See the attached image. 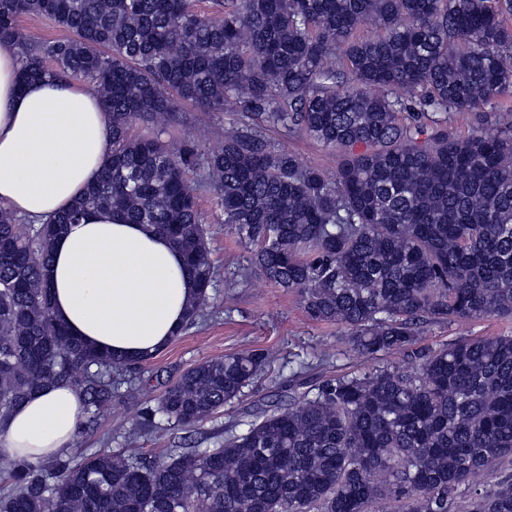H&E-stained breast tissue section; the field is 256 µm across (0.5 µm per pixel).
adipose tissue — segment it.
I'll return each mask as SVG.
<instances>
[{"mask_svg":"<svg viewBox=\"0 0 512 512\" xmlns=\"http://www.w3.org/2000/svg\"><path fill=\"white\" fill-rule=\"evenodd\" d=\"M15 47L0 44V203L40 223L67 210L112 153V118L66 80L19 85ZM54 318L71 336L124 360L157 356L179 334L196 291L163 234L87 212L52 248ZM84 402L69 384L40 388L0 425V455L36 465L65 453Z\"/></svg>","mask_w":512,"mask_h":512,"instance_id":"adipose-tissue-1","label":"adipose tissue"}]
</instances>
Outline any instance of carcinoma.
<instances>
[{
  "label": "carcinoma",
  "instance_id": "1",
  "mask_svg": "<svg viewBox=\"0 0 512 512\" xmlns=\"http://www.w3.org/2000/svg\"><path fill=\"white\" fill-rule=\"evenodd\" d=\"M23 15L72 37L33 44ZM512 0H0V42L19 80L79 77L112 114V155L71 210L34 226L0 207V422L58 382L84 396L83 429L146 360L105 355L56 323L43 269L88 209L168 236L203 319L221 279L196 207L216 192L224 223L257 247L255 267L299 295L307 316L347 329L367 368L299 379L224 427L211 448L156 460L124 449L36 467L0 463V512H456L460 486L512 457V335L419 347L426 322L512 316V122L464 140L449 112L512 92ZM374 21L380 33L355 37ZM419 91L413 108L389 95ZM238 106L215 150L163 140L175 99ZM151 125L135 136L138 123ZM268 127L344 156L332 174L276 150ZM200 182L189 181L190 171ZM402 351L395 370L377 356ZM264 349L184 370L146 411L194 426L264 374ZM463 512H512V478Z\"/></svg>",
  "mask_w": 512,
  "mask_h": 512
}]
</instances>
